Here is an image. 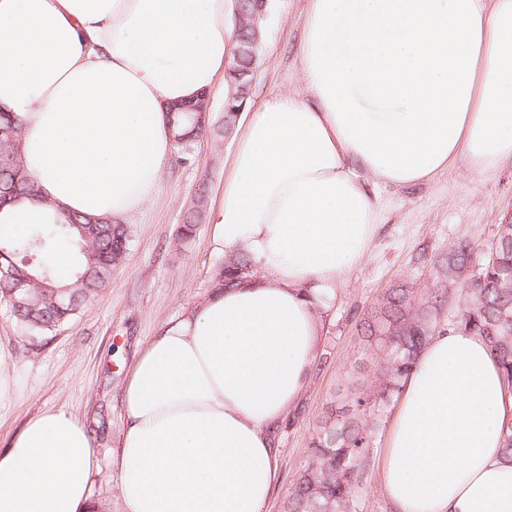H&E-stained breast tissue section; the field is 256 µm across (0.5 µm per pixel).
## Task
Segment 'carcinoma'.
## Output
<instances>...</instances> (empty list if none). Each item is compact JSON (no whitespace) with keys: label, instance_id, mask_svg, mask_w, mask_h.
<instances>
[{"label":"carcinoma","instance_id":"1","mask_svg":"<svg viewBox=\"0 0 512 512\" xmlns=\"http://www.w3.org/2000/svg\"><path fill=\"white\" fill-rule=\"evenodd\" d=\"M194 113L175 112L171 133L187 151L200 135ZM20 126L0 113V206L40 197V189L23 171L11 142ZM78 248L77 270L63 281L46 256L59 242ZM0 263L11 276H0V298L10 304L15 318L36 333H48L73 319L82 305L104 288L112 269L128 253L127 226L109 217H67L59 224H30L17 237L0 231ZM250 261L240 253L225 256L214 286L249 273ZM27 281V303H12L15 281ZM463 306L448 316V327L480 336L501 365L512 386V224L499 225L493 259L478 270L465 291ZM437 296L423 297L411 288H394L380 302L365 333L382 347L378 369L370 384L353 393L350 417L339 425H325L308 448L305 464L292 479L282 512H357L353 489L367 472L375 430L402 378L441 324Z\"/></svg>","mask_w":512,"mask_h":512}]
</instances>
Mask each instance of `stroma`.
<instances>
[{
    "label": "stroma",
    "mask_w": 512,
    "mask_h": 512,
    "mask_svg": "<svg viewBox=\"0 0 512 512\" xmlns=\"http://www.w3.org/2000/svg\"><path fill=\"white\" fill-rule=\"evenodd\" d=\"M308 8L309 0H268L250 106L280 91L303 92L299 47ZM225 94L224 81H217L205 130L190 152L174 151L158 194L126 217L128 254L98 297L43 336L32 335L0 301V352L11 379L9 392L0 397V448L41 413L62 409L75 415L96 450L99 469L90 492L98 512H123L112 454L120 443L122 389L133 362L165 322L209 294L224 261L212 224H198L189 237L181 227L199 191H206L210 209L224 192L244 128L239 120L221 132ZM380 195L385 220L367 255L324 299L326 315L308 383L275 437L282 483L266 512H281L328 413L346 404L357 379L372 376L380 351L364 341L360 323L383 295L400 285L424 295L438 288L443 261L462 242L472 248L466 270L477 273L500 224L512 222V161L483 176L458 166L431 182L384 188Z\"/></svg>",
    "instance_id": "obj_1"
}]
</instances>
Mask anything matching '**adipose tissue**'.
I'll list each match as a JSON object with an SVG mask.
<instances>
[{"label": "adipose tissue", "instance_id": "adipose-tissue-1", "mask_svg": "<svg viewBox=\"0 0 512 512\" xmlns=\"http://www.w3.org/2000/svg\"><path fill=\"white\" fill-rule=\"evenodd\" d=\"M231 0H0V112L21 123L42 202L122 221L160 188L172 105L234 55ZM300 93L250 112L211 212L255 267L165 323L131 366L112 465L124 512H265L272 432L313 365L324 296L383 219L370 184L412 186L512 158V0H311ZM512 391L478 336L438 327L403 380L379 460L397 512H512ZM97 460L58 410L0 450V512H94Z\"/></svg>", "mask_w": 512, "mask_h": 512}]
</instances>
